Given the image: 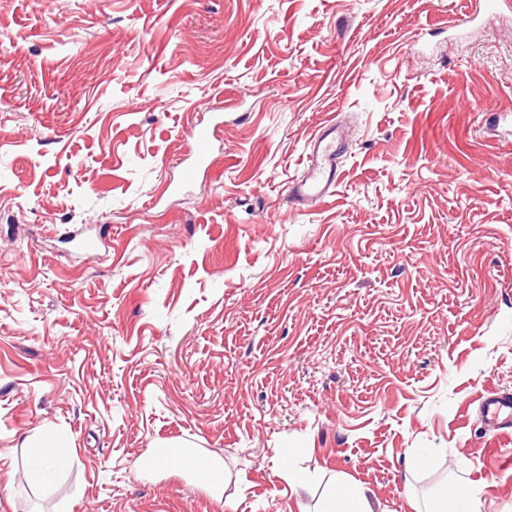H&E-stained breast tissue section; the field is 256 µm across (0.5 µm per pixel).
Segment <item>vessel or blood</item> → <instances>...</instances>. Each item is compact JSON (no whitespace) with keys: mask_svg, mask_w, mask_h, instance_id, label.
Listing matches in <instances>:
<instances>
[{"mask_svg":"<svg viewBox=\"0 0 512 512\" xmlns=\"http://www.w3.org/2000/svg\"><path fill=\"white\" fill-rule=\"evenodd\" d=\"M214 134L211 127L193 130V164L184 170V179H193L198 169L210 166ZM344 139V130L335 121L328 120L308 140L303 168L288 186V195L294 204L309 205L334 195L341 174L339 157Z\"/></svg>","mask_w":512,"mask_h":512,"instance_id":"b4317fda","label":"vessel or blood"}]
</instances>
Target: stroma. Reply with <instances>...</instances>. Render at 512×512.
<instances>
[{"instance_id": "1", "label": "stroma", "mask_w": 512, "mask_h": 512, "mask_svg": "<svg viewBox=\"0 0 512 512\" xmlns=\"http://www.w3.org/2000/svg\"><path fill=\"white\" fill-rule=\"evenodd\" d=\"M330 119L340 183L293 205ZM491 395L512 0H0V512H323L340 484L374 512L479 484L512 512ZM167 441L218 486L145 468ZM49 446L66 464L26 491ZM215 127H197L192 132L193 164L183 171L184 180H192L200 168H208L212 162L211 143Z\"/></svg>"}]
</instances>
